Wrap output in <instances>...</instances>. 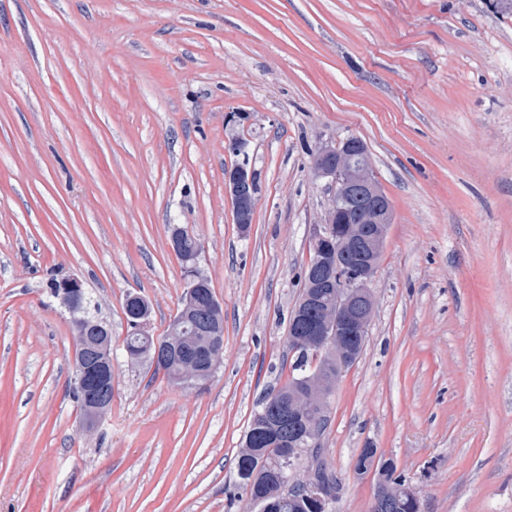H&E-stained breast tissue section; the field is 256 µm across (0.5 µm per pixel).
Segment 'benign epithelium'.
I'll return each instance as SVG.
<instances>
[{
	"mask_svg": "<svg viewBox=\"0 0 512 512\" xmlns=\"http://www.w3.org/2000/svg\"><path fill=\"white\" fill-rule=\"evenodd\" d=\"M312 169L316 176L331 179L334 191L325 223L315 225L312 230V253L303 282L305 291L296 314L317 302L320 289L330 288L332 292L320 319L305 324L301 338L293 340V344L297 350L324 353L331 367L325 374L317 370L303 377L304 391H288V418L294 420L310 407L317 408L314 419L305 423L304 431L293 440L301 448L318 443V428L330 408L334 385L362 353L376 309L373 285L392 222L391 202L381 190L367 147L359 138L351 136L334 147L319 148ZM224 192L231 201L235 223H252L259 193L254 173L242 165L225 169ZM201 252L202 243L198 241L195 254L183 256L185 287L191 292L186 294L181 311L173 316L167 339L156 347L154 356V362L176 367L180 388L200 387L202 365L216 370L224 360L221 349L191 353L181 343L187 316L198 306L193 289L208 287L209 279L199 269L196 259ZM55 298L67 311L74 312L81 304L80 280L62 283ZM130 299L135 308L127 324L139 336L150 335L149 301L139 293L130 294ZM223 333V305L212 300L199 322L198 334L221 336ZM73 343V382L81 394L82 422L91 430L112 409L111 332L103 320L82 319L75 325ZM297 485L321 508H327L332 496L330 486L316 481L311 473L299 479ZM403 495L413 505L414 512H422L414 487L389 484L378 486L370 509L387 512Z\"/></svg>",
	"mask_w": 512,
	"mask_h": 512,
	"instance_id": "obj_1",
	"label": "benign epithelium"
}]
</instances>
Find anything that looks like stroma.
I'll use <instances>...</instances> for the list:
<instances>
[{"label":"stroma","instance_id":"obj_1","mask_svg":"<svg viewBox=\"0 0 512 512\" xmlns=\"http://www.w3.org/2000/svg\"><path fill=\"white\" fill-rule=\"evenodd\" d=\"M366 145L393 222L364 349L331 398L333 512L354 461L395 460L423 512H512V10L502 0H0V512H253L235 456L287 382L288 320L324 223L311 162ZM244 143L241 153L231 139ZM258 181L248 233L224 170ZM203 244L224 363L184 391L123 349L183 293L174 225ZM74 277L112 328V410L69 382ZM81 288L80 280L70 279L57 288L55 298L62 307L73 313L81 304Z\"/></svg>","mask_w":512,"mask_h":512}]
</instances>
